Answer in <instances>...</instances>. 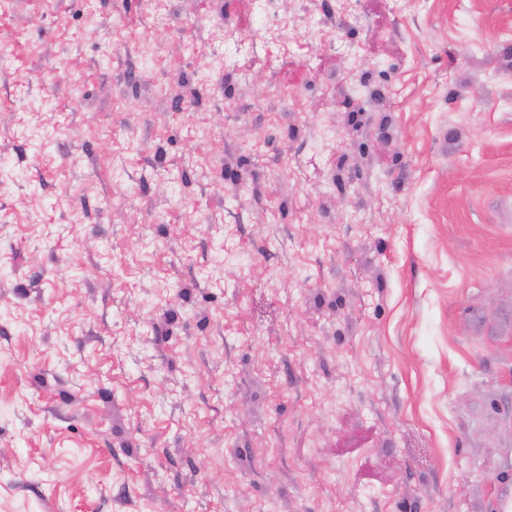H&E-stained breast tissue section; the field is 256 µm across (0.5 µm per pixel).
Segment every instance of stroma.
I'll list each match as a JSON object with an SVG mask.
<instances>
[{"instance_id": "35a3bbf8", "label": "stroma", "mask_w": 512, "mask_h": 512, "mask_svg": "<svg viewBox=\"0 0 512 512\" xmlns=\"http://www.w3.org/2000/svg\"><path fill=\"white\" fill-rule=\"evenodd\" d=\"M512 0H0V512H501Z\"/></svg>"}]
</instances>
